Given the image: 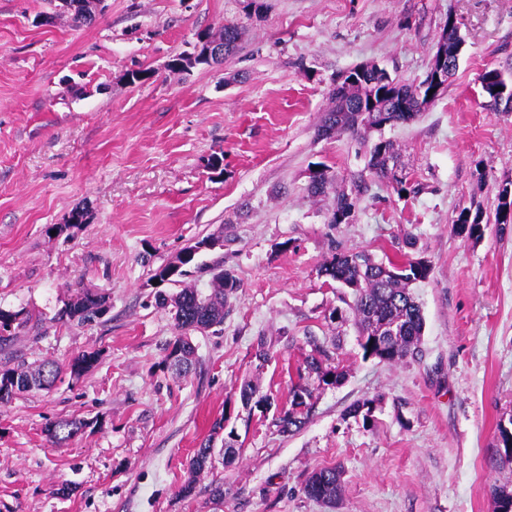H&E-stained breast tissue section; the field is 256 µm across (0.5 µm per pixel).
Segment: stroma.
Masks as SVG:
<instances>
[{"instance_id":"stroma-1","label":"stroma","mask_w":512,"mask_h":512,"mask_svg":"<svg viewBox=\"0 0 512 512\" xmlns=\"http://www.w3.org/2000/svg\"><path fill=\"white\" fill-rule=\"evenodd\" d=\"M51 12L53 0H0V307L36 317L0 365L99 359L76 385L0 407V512H495L490 487L512 489L498 454V425L512 420V224L493 221L512 180V112L489 106L480 77L512 82V0H102L80 27L65 13L42 24ZM451 15L465 46L439 99L362 140L318 137L333 78L371 62L422 80ZM228 23L245 35L224 64L168 70ZM142 69L150 79L127 81ZM382 139L399 149L408 194L373 182L349 222L330 223L334 196L311 195V169L349 188ZM464 208L487 219L481 237L456 234ZM210 235L224 243L199 262H223L238 286L221 331L192 333L198 363L180 377L162 364L175 330L155 304L179 287L153 274ZM337 248L429 266L414 286L417 357H363L352 322L331 320L347 291L320 267ZM78 287L105 295L104 314L58 321ZM311 336L345 380L313 387L297 433L249 417L241 385L287 406ZM366 398L370 427L346 414ZM223 416L239 434L234 461L216 458L181 497ZM94 417V432L60 446L43 432ZM325 466L344 471L332 505L304 492ZM65 482L76 490L62 497ZM226 421L227 417L224 416L217 419L213 424L212 434L203 440L200 443L199 448L196 449L189 462L190 477L181 488V494L183 497L187 498L195 495L197 492L196 477L211 469L214 455L215 435H218L221 430H224Z\"/></svg>"}]
</instances>
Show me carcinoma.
<instances>
[{"instance_id":"cac0c4a2","label":"carcinoma","mask_w":512,"mask_h":512,"mask_svg":"<svg viewBox=\"0 0 512 512\" xmlns=\"http://www.w3.org/2000/svg\"><path fill=\"white\" fill-rule=\"evenodd\" d=\"M242 38L241 29L234 24L224 25L218 37L210 36L207 41L218 40L224 43V57L233 55ZM461 31L456 28L442 27L438 41L443 43L448 52V76H453L458 67L452 49L460 41ZM429 78L421 81H405L393 78L383 68L372 65L365 70L363 79L356 86H334L332 89L333 108L324 113L318 128V135L330 136L344 132L356 135L378 126L383 121L392 124L406 123L413 120L425 110L421 97L426 95ZM376 97L377 102L390 108L388 112L371 115L361 109L362 101ZM398 152L394 144L385 141L375 144L369 151L366 169L370 175L384 179L393 175L392 164L397 162ZM350 191L337 190L328 170H323L318 178H311L309 190L319 196L330 190L335 191V205L329 223H337L340 213L351 212L357 207L361 196L369 191V183L363 174H356L351 179ZM219 239L206 236L184 249L185 258L180 262L178 275H183L182 268L196 262L197 256L204 249H212ZM376 262L363 251H341L332 254L320 268V273L330 280L354 290V299L350 304L355 323L359 329V345L363 357L376 358L388 364L415 357L419 352V343L424 329L421 307L411 291V285L425 280L429 267L422 261L406 259L409 267L419 266L421 271L412 274L393 276L387 272L386 265ZM212 273L209 293L202 294L194 287H184L172 296L161 293L156 295V302L170 309L176 336L167 347L165 363L178 373L188 372L196 363V348L189 333L205 331L224 325V305L228 294L237 288L236 279L224 271L221 262L210 268ZM105 297L86 289H78L74 298L59 313V318H68L85 322L105 311ZM30 317L23 311L0 309V351L11 346L18 330L28 324ZM308 343L313 345L312 353L305 359L304 365L297 371L314 376L326 386H335L345 377L343 368L335 362L328 351L318 344L314 337ZM98 360L95 351L83 352L75 356L65 366L54 361L45 360L38 365L24 362L12 367L0 368V405L9 403L21 392L49 391L54 388L62 376L69 375L70 380L77 381L93 367ZM257 390L249 382L242 384L240 398L246 407L261 402L273 405L270 396L256 397ZM311 392L297 386L289 392V406L277 411L274 425L282 433L301 430L313 412ZM374 400L363 399L352 404L348 414L362 417L368 424L373 417ZM227 417L223 416L213 424V431L189 462L190 477L181 488L183 497H191L197 492L196 477L211 469L214 455L215 435L225 427ZM93 425L86 419H60L45 426L48 438L61 444L82 434ZM343 471L337 467H322L311 473L305 483L308 497L324 503H334L342 494Z\"/></svg>"}]
</instances>
